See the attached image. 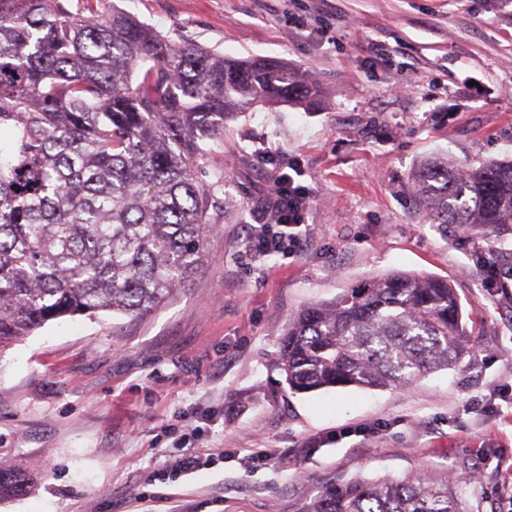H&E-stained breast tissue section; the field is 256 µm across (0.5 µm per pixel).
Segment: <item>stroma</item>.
Masks as SVG:
<instances>
[{
  "mask_svg": "<svg viewBox=\"0 0 512 512\" xmlns=\"http://www.w3.org/2000/svg\"><path fill=\"white\" fill-rule=\"evenodd\" d=\"M118 7L173 42L288 64L313 103L255 106L209 168L224 206L185 288L139 318L78 315L0 355V466L25 475L0 512H303L335 479L428 470L465 512H500L512 478V224H433L411 201L422 156L512 159L505 0H69ZM295 164L306 248L245 253V227ZM504 284L483 289L484 263ZM402 271L463 309L464 353L404 388L289 390L284 329L307 305ZM206 457L175 475L172 452ZM262 462H254L255 452Z\"/></svg>",
  "mask_w": 512,
  "mask_h": 512,
  "instance_id": "obj_1",
  "label": "stroma"
}]
</instances>
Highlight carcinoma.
I'll use <instances>...</instances> for the list:
<instances>
[{
	"label": "carcinoma",
	"mask_w": 512,
	"mask_h": 512,
	"mask_svg": "<svg viewBox=\"0 0 512 512\" xmlns=\"http://www.w3.org/2000/svg\"><path fill=\"white\" fill-rule=\"evenodd\" d=\"M314 91L288 66L175 44L114 9L0 0V351L46 323L139 317L191 281L224 192L207 171L224 122ZM434 224H512V161L428 157L411 174ZM463 312L444 279L395 272L288 320L290 390L405 386L462 355ZM27 488L0 469V501ZM303 512H462L448 478L335 480Z\"/></svg>",
	"instance_id": "obj_1"
}]
</instances>
